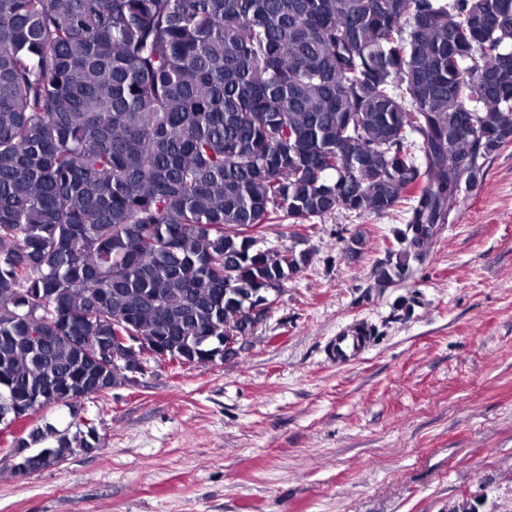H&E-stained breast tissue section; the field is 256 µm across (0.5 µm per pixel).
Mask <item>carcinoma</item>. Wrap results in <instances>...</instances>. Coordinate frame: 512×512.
I'll return each mask as SVG.
<instances>
[{
	"label": "carcinoma",
	"mask_w": 512,
	"mask_h": 512,
	"mask_svg": "<svg viewBox=\"0 0 512 512\" xmlns=\"http://www.w3.org/2000/svg\"><path fill=\"white\" fill-rule=\"evenodd\" d=\"M510 143L512 0H0V415L224 356L308 262L266 224L406 204L405 277ZM113 344L115 350L106 348L96 351L95 359L99 366L106 369L111 368L112 364H116L121 360L122 351L131 349L143 350L144 354L148 355L150 358L156 359L158 362H164L168 358L167 350L164 349L160 342L149 345L143 342L141 336H114L112 339V345Z\"/></svg>",
	"instance_id": "carcinoma-1"
}]
</instances>
